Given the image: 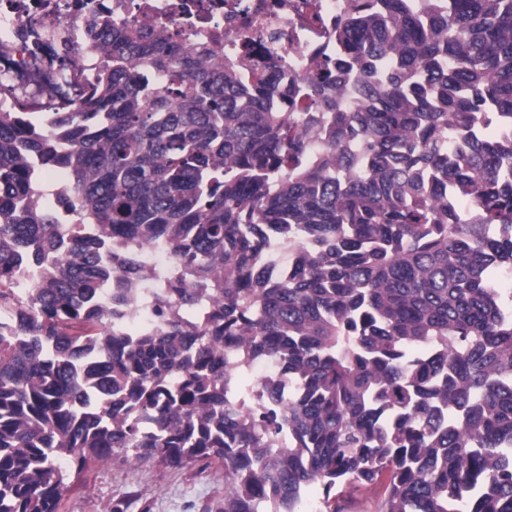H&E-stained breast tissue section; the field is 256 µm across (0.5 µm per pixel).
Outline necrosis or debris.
Returning <instances> with one entry per match:
<instances>
[{
    "instance_id": "4bbe7bcc",
    "label": "necrosis or debris",
    "mask_w": 512,
    "mask_h": 512,
    "mask_svg": "<svg viewBox=\"0 0 512 512\" xmlns=\"http://www.w3.org/2000/svg\"><path fill=\"white\" fill-rule=\"evenodd\" d=\"M35 0V11L0 10V44L8 55L0 59V73L15 90L33 88L42 103H49L45 86L48 64H33L27 54L29 32L36 25L67 30L72 55L82 76L92 71V53L83 35V19L96 14L120 24L135 21L160 30L163 37L186 44L205 42L224 48L225 59L238 63L247 77L265 71L269 62L279 66L280 86L307 91L310 59L336 52V19L348 0ZM153 249L140 255L147 272L124 312L126 325L152 324V309L159 281L175 279L172 262L153 259Z\"/></svg>"
}]
</instances>
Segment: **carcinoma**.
Returning a JSON list of instances; mask_svg holds the SVG:
<instances>
[{
    "label": "carcinoma",
    "mask_w": 512,
    "mask_h": 512,
    "mask_svg": "<svg viewBox=\"0 0 512 512\" xmlns=\"http://www.w3.org/2000/svg\"><path fill=\"white\" fill-rule=\"evenodd\" d=\"M84 30L92 78L62 58L60 106L0 112V512H59L64 457L218 465L219 512H297L314 484L321 512L353 484L379 512H512V0H349L303 101L216 45ZM40 168L63 191L21 209ZM152 245L181 278L121 336ZM226 348L296 395L231 400ZM288 259V245L278 239L271 240L258 255V260L272 270L280 269L288 265Z\"/></svg>",
    "instance_id": "obj_1"
}]
</instances>
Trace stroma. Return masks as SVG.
Returning <instances> with one entry per match:
<instances>
[{
    "label": "stroma",
    "mask_w": 512,
    "mask_h": 512,
    "mask_svg": "<svg viewBox=\"0 0 512 512\" xmlns=\"http://www.w3.org/2000/svg\"><path fill=\"white\" fill-rule=\"evenodd\" d=\"M223 502V470L115 458L72 474L60 512H218Z\"/></svg>",
    "instance_id": "1"
}]
</instances>
